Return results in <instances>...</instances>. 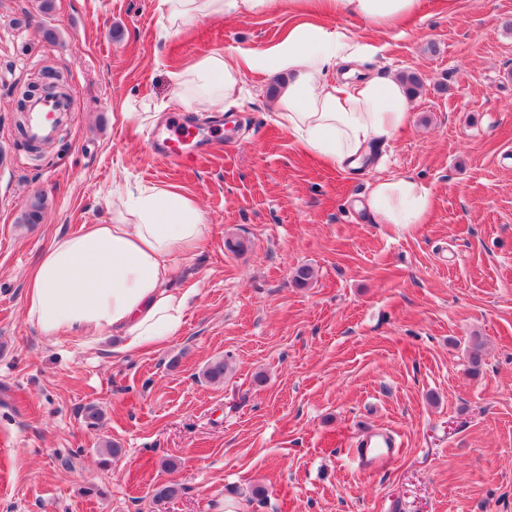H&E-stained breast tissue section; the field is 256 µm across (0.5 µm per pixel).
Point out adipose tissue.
Segmentation results:
<instances>
[{
  "label": "adipose tissue",
  "instance_id": "adipose-tissue-1",
  "mask_svg": "<svg viewBox=\"0 0 512 512\" xmlns=\"http://www.w3.org/2000/svg\"><path fill=\"white\" fill-rule=\"evenodd\" d=\"M278 0H160L169 32L199 20L263 14ZM312 14L355 15L385 30L416 15L422 0H302ZM373 45L344 30L325 38L300 23L264 51L214 52L175 74L185 107L224 112L238 104L249 71L282 76L271 110L307 151L342 171L379 164L378 150L407 133L412 101L394 74L355 76ZM432 186L412 175L371 184L364 208L373 223L407 230L425 223ZM209 227L193 199L168 188L112 185L108 223L55 237L25 283L28 321L46 339L92 348L119 336L141 351L178 335L193 289L171 287L172 261L196 250Z\"/></svg>",
  "mask_w": 512,
  "mask_h": 512
}]
</instances>
